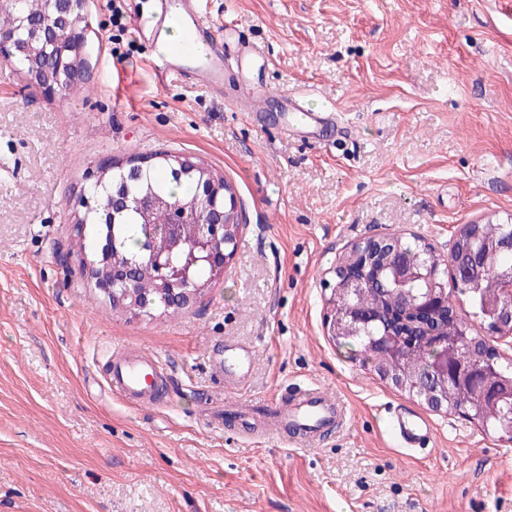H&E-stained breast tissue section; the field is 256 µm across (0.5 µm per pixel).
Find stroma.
<instances>
[{
    "mask_svg": "<svg viewBox=\"0 0 512 512\" xmlns=\"http://www.w3.org/2000/svg\"><path fill=\"white\" fill-rule=\"evenodd\" d=\"M499 2L198 0L269 60L258 123L155 74L133 0L117 22L92 0L87 89L48 97L0 68V512H512V442L428 409L328 332L352 245L417 236L445 256L462 225L512 215ZM295 93L334 105L341 133L284 134L279 98ZM160 149L223 173L243 228L201 299L150 320L112 309L70 247L99 164ZM228 341L255 356L236 388L214 369ZM125 346L157 358L167 401L110 392L106 362ZM306 384L347 409L346 429L311 448L262 437ZM396 409L433 423L428 448L401 444Z\"/></svg>",
    "mask_w": 512,
    "mask_h": 512,
    "instance_id": "35a3bbf8",
    "label": "stroma"
}]
</instances>
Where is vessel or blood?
I'll return each mask as SVG.
<instances>
[{"instance_id": "1", "label": "vessel or blood", "mask_w": 512, "mask_h": 512, "mask_svg": "<svg viewBox=\"0 0 512 512\" xmlns=\"http://www.w3.org/2000/svg\"><path fill=\"white\" fill-rule=\"evenodd\" d=\"M150 10L134 16V31L145 41L161 39L171 25H179L182 36L166 54L153 62L156 70L171 71L223 92L225 86L237 84L246 90L248 100L262 102L270 91L262 82L252 80L250 67L260 54L241 42L236 23L225 21L215 26L205 22L195 7V0H152ZM281 109L288 115L284 130L288 135L307 137L310 134L337 127L339 114L334 106L311 109L305 97H282ZM252 363L251 351L229 349L223 360L217 361L227 384H237ZM159 373L157 360L148 354L127 351L114 353L108 385L127 400L149 404L155 402V379ZM345 413L335 397L323 390H308L290 402L280 414L282 424L293 430L300 444L314 446L322 431L342 427ZM392 429L408 449L426 448L433 436L432 424L420 416L393 415Z\"/></svg>"}]
</instances>
